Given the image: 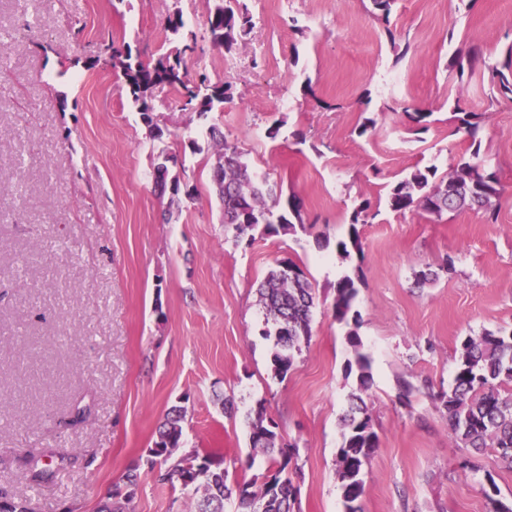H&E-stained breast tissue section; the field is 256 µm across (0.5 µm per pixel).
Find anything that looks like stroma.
<instances>
[{"mask_svg": "<svg viewBox=\"0 0 512 512\" xmlns=\"http://www.w3.org/2000/svg\"><path fill=\"white\" fill-rule=\"evenodd\" d=\"M241 2L253 29L225 51L206 37L203 0H0V487L36 512H97L135 467L130 512H194L190 491L146 466L158 424L184 406L185 447L221 459L236 485L270 465L249 440L260 410L293 448L297 512H343L353 332L372 358L364 399L378 435L362 512L511 505L512 469L494 449L465 447L435 397L466 337L512 332V97L494 96L487 71L512 42V0H397L386 19L369 0ZM176 10L198 37L188 70L232 82L233 98L203 117L156 89L153 141L120 70L90 60L112 39L156 62L174 46L165 20ZM471 46L485 64L462 82L452 52ZM411 109L429 113L427 131ZM460 112L485 115L476 149L505 187L496 221L392 211L388 194L410 172L446 175L475 149L455 132ZM212 125L252 172L301 199L302 228L241 237L223 223ZM162 150L178 158L175 195L154 188ZM365 201L377 215L359 227L361 251L343 253ZM282 262L314 290L311 340L283 378L256 293ZM428 268L438 279L418 286ZM346 275L357 296L343 323ZM44 467L55 477L35 482ZM357 290L350 276L342 277L336 287L335 313L339 321H345L350 312Z\"/></svg>", "mask_w": 512, "mask_h": 512, "instance_id": "35a3bbf8", "label": "stroma"}]
</instances>
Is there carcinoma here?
<instances>
[{"label":"carcinoma","mask_w":512,"mask_h":512,"mask_svg":"<svg viewBox=\"0 0 512 512\" xmlns=\"http://www.w3.org/2000/svg\"><path fill=\"white\" fill-rule=\"evenodd\" d=\"M207 12V38L215 48L231 50L238 40L253 27L252 17L231 5V0H204ZM166 29L178 42L175 52L159 59L150 66L131 47L114 41L100 47L104 63L119 68L132 103L154 139L163 131L154 120V90L167 86L184 99L201 115L208 114L231 99V86L212 82L205 72L190 76L184 59L197 51V36L186 29L183 15L176 10L166 18ZM482 61L481 52L472 48L466 54L456 53L453 66L458 79L472 77L475 66ZM491 81L501 94L512 95V44L508 46L504 61L486 65ZM484 115L466 112L458 118L456 132L471 141L483 122ZM210 135L218 150V162L213 170V192L224 212V223L233 224L239 232L254 228L257 215L266 211L278 212V224H268L266 229L293 231L295 224L286 217L290 213L300 217V201L292 195L287 205H282L275 186L268 177L253 175L243 161L238 146L224 139L217 128H210ZM487 159L474 149L469 157L451 167L444 177L435 180L437 166L417 169L396 184L389 196V206L397 212L422 210L440 214L465 209H482L495 219L492 199L503 191L495 174L486 170ZM370 202L366 201L354 212L349 242L341 241L338 247L346 252L348 247L361 249L358 223H367ZM295 276L284 278L282 268L271 270L258 288L260 303L266 315L264 336L274 337L276 351L273 355L274 371L286 376L294 364L295 353L301 344L312 336L311 316L314 306L313 289L303 271L292 266ZM357 290L349 276L342 277L336 287L335 313L339 321L347 319ZM353 348L358 386L349 396V408L344 417L341 447L336 456V476L340 484L344 512H361L357 502L363 495V467L374 449L378 436L373 430L371 416L363 394L370 387L371 360L354 333L348 334ZM439 412L448 420L452 432L468 448L483 451L494 448L501 463L512 469V333L496 335L486 332L478 338H468L461 344L453 385L439 396ZM186 409L173 406L160 423L156 437L148 448L150 472L157 481L172 486L191 488L200 494L196 512H224V501L238 496L239 512H294L297 488L285 475L291 461V452L276 447L278 435L275 423L265 420L258 411L249 423L251 447L263 454L279 455L276 469L254 477L237 488L226 484L221 460L202 454L194 448L179 453L183 445V427ZM139 474L132 470L126 475V491L116 489L108 497L100 512H125L132 502Z\"/></svg>","instance_id":"1"}]
</instances>
